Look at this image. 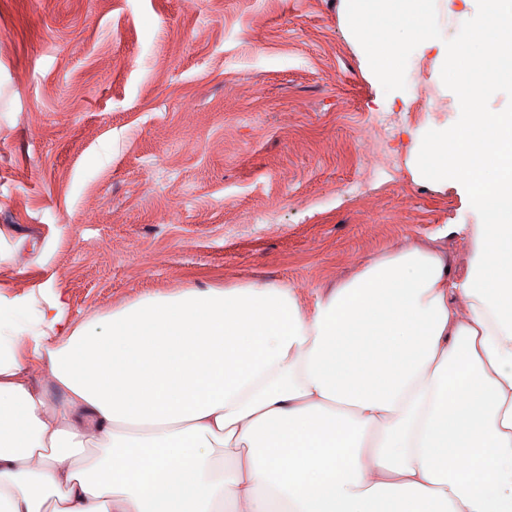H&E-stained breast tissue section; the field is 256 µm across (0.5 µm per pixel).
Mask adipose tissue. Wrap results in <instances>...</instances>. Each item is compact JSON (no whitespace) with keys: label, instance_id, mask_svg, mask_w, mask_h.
Instances as JSON below:
<instances>
[{"label":"adipose tissue","instance_id":"adipose-tissue-1","mask_svg":"<svg viewBox=\"0 0 512 512\" xmlns=\"http://www.w3.org/2000/svg\"><path fill=\"white\" fill-rule=\"evenodd\" d=\"M413 139L418 178L469 174L465 275L414 246L309 307L244 282L100 326L0 299V512H512V113Z\"/></svg>","mask_w":512,"mask_h":512}]
</instances>
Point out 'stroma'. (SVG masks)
Listing matches in <instances>:
<instances>
[{"instance_id":"35a3bbf8","label":"stroma","mask_w":512,"mask_h":512,"mask_svg":"<svg viewBox=\"0 0 512 512\" xmlns=\"http://www.w3.org/2000/svg\"><path fill=\"white\" fill-rule=\"evenodd\" d=\"M408 64L402 90L368 77L345 0H0V296L58 288L85 324L209 284L309 305L418 244L464 273L445 229L482 216L409 167L459 101Z\"/></svg>"}]
</instances>
